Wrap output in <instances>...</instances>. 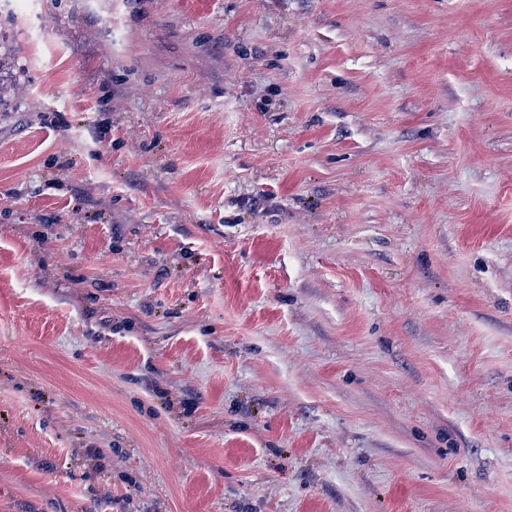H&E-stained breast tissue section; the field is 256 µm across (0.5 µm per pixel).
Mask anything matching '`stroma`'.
Instances as JSON below:
<instances>
[{
    "label": "stroma",
    "mask_w": 512,
    "mask_h": 512,
    "mask_svg": "<svg viewBox=\"0 0 512 512\" xmlns=\"http://www.w3.org/2000/svg\"><path fill=\"white\" fill-rule=\"evenodd\" d=\"M0 512H512V0H0Z\"/></svg>",
    "instance_id": "1"
}]
</instances>
